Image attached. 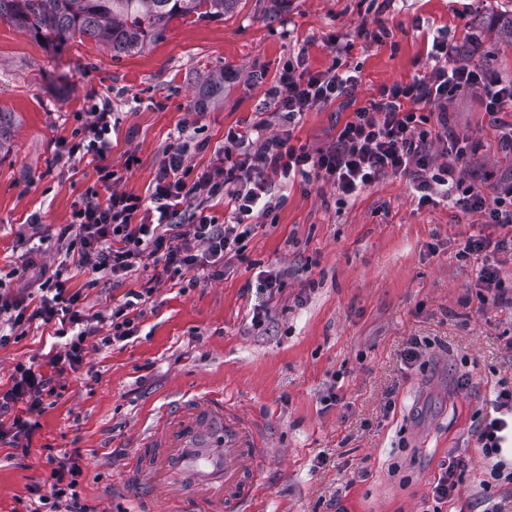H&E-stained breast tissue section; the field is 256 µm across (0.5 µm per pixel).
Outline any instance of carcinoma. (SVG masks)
Returning <instances> with one entry per match:
<instances>
[{
    "label": "carcinoma",
    "instance_id": "carcinoma-1",
    "mask_svg": "<svg viewBox=\"0 0 512 512\" xmlns=\"http://www.w3.org/2000/svg\"><path fill=\"white\" fill-rule=\"evenodd\" d=\"M238 0H0V20L60 48L89 37L130 53L162 37L175 19L222 16ZM14 113L0 110V151L10 142Z\"/></svg>",
    "mask_w": 512,
    "mask_h": 512
}]
</instances>
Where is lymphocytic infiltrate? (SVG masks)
Wrapping results in <instances>:
<instances>
[{"label":"lymphocytic infiltrate","instance_id":"1","mask_svg":"<svg viewBox=\"0 0 512 512\" xmlns=\"http://www.w3.org/2000/svg\"><path fill=\"white\" fill-rule=\"evenodd\" d=\"M430 57L434 62L430 72L407 83L382 86L377 97L357 108L340 127L331 147L316 151L293 145V129L304 112L351 92L360 84L361 74L339 66L313 72L306 69L303 55L289 57L267 89L282 134L266 137L249 129L228 130L225 164L197 173L187 163L185 148H167L145 198L111 187L112 172L105 161L112 150V104L100 99L90 111L80 113L81 127L73 140L64 142L63 152L70 159L98 161L99 179L110 192L104 197L88 193L58 238L68 251L78 254L81 264L116 282L147 262L162 264L163 275L170 278L197 270L205 278L220 279L225 261L244 259L256 223L275 220L273 178L321 179L335 187L343 204L382 178L405 177L418 206L445 202L503 228L502 238L494 242L470 237L458 256L480 263L481 303L512 304V284L505 282L490 259L494 252L512 253V180L496 182L487 192L467 183L456 162L475 154L479 146L449 131L446 110L456 93L476 94L498 132L501 151L512 153V80L461 59L443 33L434 36ZM433 103L440 110L432 119L425 109ZM436 140L444 144L438 155L432 151ZM217 198L229 213L221 224L204 208ZM183 213L188 216L184 223L178 220ZM151 295L148 288L131 290L110 315H88L80 305V294L68 291L58 270L42 283L36 308L0 292V323L9 328L0 334V346L25 335L36 320L51 328L54 345L46 355V371L18 365L11 387L0 393V444L28 456L26 441L36 428L31 416L42 411L45 397L54 392L52 370L63 364L80 366L89 337L100 336L106 346L136 336L142 305ZM490 404L493 417L482 418L476 430L477 446L489 462L480 482L486 492L481 502L484 512H505L487 492L512 483V470L499 459L512 429V385L499 383ZM81 457L77 448L60 456L47 454L50 484L30 487L25 512H97L79 490Z\"/></svg>","mask_w":512,"mask_h":512}]
</instances>
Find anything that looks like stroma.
<instances>
[{
    "label": "stroma",
    "mask_w": 512,
    "mask_h": 512,
    "mask_svg": "<svg viewBox=\"0 0 512 512\" xmlns=\"http://www.w3.org/2000/svg\"><path fill=\"white\" fill-rule=\"evenodd\" d=\"M512 0H239L233 12L192 24L173 21L164 36L130 54L76 38L61 49L0 20V108L14 114L0 152V290L38 303L30 252L65 263L86 312H109L141 289L154 267L122 283L96 279L65 260L56 236L72 223L95 164L60 155L77 115L109 98L116 119L107 163L115 188L147 196L176 128L202 131L188 142L195 170L216 164L228 128L265 124L280 133L265 90L288 56L311 71L358 68L349 94L305 113L294 144L331 146L339 126L385 85L432 67L426 39L447 32L462 59L512 80V41L502 23ZM448 125L476 141L465 172L495 182L512 177V155L479 98L448 102ZM138 163L127 166L128 155ZM276 221L259 225L247 261L231 260L218 280L161 283L138 336L110 347L86 342L83 363L56 379V394L34 414L28 457L0 445V512H22L32 484H48L47 449H80V492L99 512H134L121 466L163 410L183 395L216 391L257 418L273 449L251 512H423L449 454L467 463L448 512L476 504L486 461L474 430L499 381L512 382V307L482 305L479 265L457 252L469 237L497 240L500 227L440 204L418 207L406 179L388 178L339 204L335 188L274 182ZM39 215L41 236L22 228ZM287 269L282 292L264 301L256 275ZM266 303L270 317L251 326ZM429 338L424 366L403 359L410 337ZM47 328L0 347V392L14 369L39 361Z\"/></svg>",
    "instance_id": "35a3bbf8"
}]
</instances>
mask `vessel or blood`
I'll list each match as a JSON object with an SVG mask.
<instances>
[{
  "label": "vessel or blood",
  "instance_id": "b4317fda",
  "mask_svg": "<svg viewBox=\"0 0 512 512\" xmlns=\"http://www.w3.org/2000/svg\"><path fill=\"white\" fill-rule=\"evenodd\" d=\"M268 459L261 428L223 395L184 396L163 411L126 463L137 512H249Z\"/></svg>",
  "mask_w": 512,
  "mask_h": 512
}]
</instances>
